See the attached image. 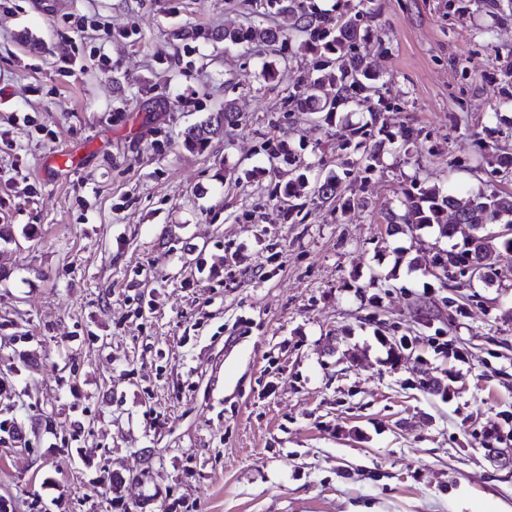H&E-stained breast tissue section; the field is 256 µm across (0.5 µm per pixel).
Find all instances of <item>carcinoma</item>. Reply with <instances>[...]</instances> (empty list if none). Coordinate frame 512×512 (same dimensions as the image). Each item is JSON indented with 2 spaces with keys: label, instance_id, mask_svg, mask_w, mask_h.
I'll list each match as a JSON object with an SVG mask.
<instances>
[{
  "label": "carcinoma",
  "instance_id": "obj_1",
  "mask_svg": "<svg viewBox=\"0 0 512 512\" xmlns=\"http://www.w3.org/2000/svg\"><path fill=\"white\" fill-rule=\"evenodd\" d=\"M365 0H358L345 14L330 21L323 17L308 0H267L269 8L276 9L288 20V26L282 29H270L260 25L247 31L224 30L218 33L219 39L226 43L238 45L250 42L272 44L282 37L301 35L303 45L316 50L319 55L314 59L312 70L314 76L308 86L288 96V104L298 109L307 110L324 122L330 124L335 120L342 105L349 101V92L358 95L357 104L369 109L370 127L376 128L381 121L382 99L377 85V76L373 73L368 53L358 52L344 62L336 56L342 47H355L361 39L360 21L364 17ZM240 113L235 107L226 106L224 111L210 117L186 133V141L192 147H205L213 138L224 134V129L237 124ZM367 131L341 126L339 131V148L353 149L358 152ZM380 145L374 144L361 152L353 164L367 171L373 170L378 159ZM272 172L278 177V183L288 187L287 217H292L299 205L291 202L298 196V188L305 182L300 166L295 164L292 153L279 145L268 153ZM338 179L333 176L315 186L313 195L322 202H328L337 196ZM404 213L398 215L389 210L383 220L388 232H400L401 225L413 231L421 226L437 224L441 234L448 238L455 235L456 226L467 225L476 235L474 243L464 240L462 244H453L450 249L435 254L433 262L438 272L449 282L456 281L455 271L463 258L473 252L481 261L485 270H491V258L496 253H512V232L508 234H490L486 227L490 224H503L512 229V194H499L493 190L470 191L460 195L453 191L431 187L423 189L417 195L406 194L403 201Z\"/></svg>",
  "mask_w": 512,
  "mask_h": 512
}]
</instances>
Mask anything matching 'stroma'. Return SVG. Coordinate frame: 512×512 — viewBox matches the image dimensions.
Wrapping results in <instances>:
<instances>
[{"mask_svg": "<svg viewBox=\"0 0 512 512\" xmlns=\"http://www.w3.org/2000/svg\"><path fill=\"white\" fill-rule=\"evenodd\" d=\"M371 8L382 121L413 138L370 174L342 166L334 126L288 109L312 73L300 42L210 39L282 27L257 0L0 9V421L25 428L0 441L9 512L512 508V466L484 448L512 450V253L492 285L444 288L409 261L462 236L382 219L434 185L512 192L485 161L512 147V18L475 0ZM97 13L106 28L71 40ZM228 101L239 124L189 149L185 129ZM277 142L307 177L289 219ZM65 151L80 162L54 164ZM331 173L354 207L313 201Z\"/></svg>", "mask_w": 512, "mask_h": 512, "instance_id": "35a3bbf8", "label": "stroma"}]
</instances>
